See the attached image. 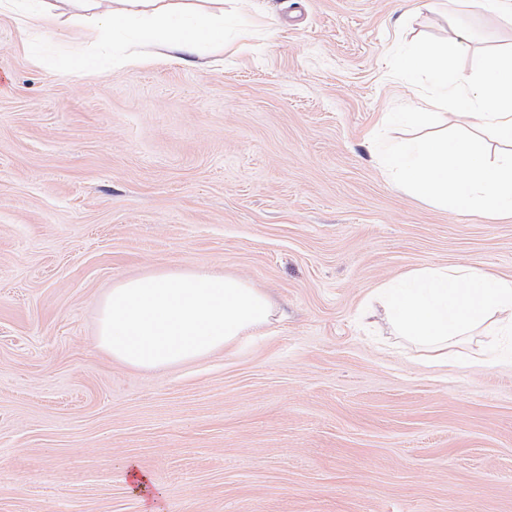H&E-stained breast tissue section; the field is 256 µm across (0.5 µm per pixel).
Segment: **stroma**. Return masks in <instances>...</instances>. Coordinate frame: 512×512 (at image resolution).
<instances>
[{
    "label": "stroma",
    "instance_id": "35a3bbf8",
    "mask_svg": "<svg viewBox=\"0 0 512 512\" xmlns=\"http://www.w3.org/2000/svg\"><path fill=\"white\" fill-rule=\"evenodd\" d=\"M223 56L151 49L71 75L0 12V512H512V347L428 366L365 326L381 282L425 265L512 276V217L397 186L373 136L407 103L401 41L481 0H251ZM162 268L244 279L272 323L194 363L137 369L97 339L112 285Z\"/></svg>",
    "mask_w": 512,
    "mask_h": 512
}]
</instances>
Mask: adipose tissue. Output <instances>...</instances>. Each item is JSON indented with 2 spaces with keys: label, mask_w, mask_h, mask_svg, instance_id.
Masks as SVG:
<instances>
[{
  "label": "adipose tissue",
  "mask_w": 512,
  "mask_h": 512,
  "mask_svg": "<svg viewBox=\"0 0 512 512\" xmlns=\"http://www.w3.org/2000/svg\"><path fill=\"white\" fill-rule=\"evenodd\" d=\"M91 19L77 25L83 43L134 36L146 46L193 54L224 48V19L186 0H82ZM390 335L423 351L429 365L448 366L473 333L512 337V277L465 265L422 266L375 288L365 311Z\"/></svg>",
  "instance_id": "1"
}]
</instances>
